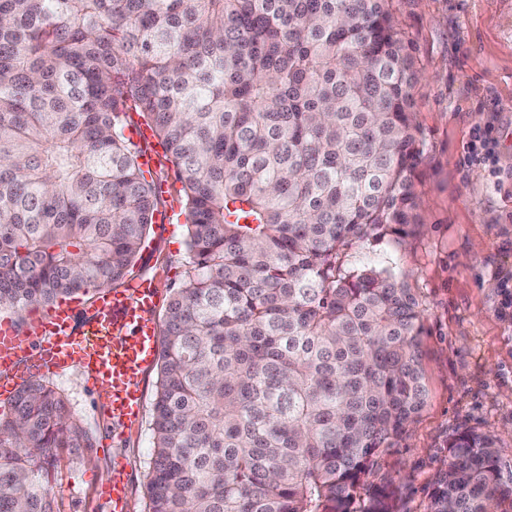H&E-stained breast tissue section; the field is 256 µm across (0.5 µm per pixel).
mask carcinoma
I'll use <instances>...</instances> for the list:
<instances>
[{"label":"carcinoma","mask_w":512,"mask_h":512,"mask_svg":"<svg viewBox=\"0 0 512 512\" xmlns=\"http://www.w3.org/2000/svg\"><path fill=\"white\" fill-rule=\"evenodd\" d=\"M411 45L389 0H0V308L124 279L177 168L188 279L163 317L149 512H397L360 499L422 411L423 310L345 265L419 224ZM40 379L0 412V512H51L89 448ZM428 512H512L491 433L448 440Z\"/></svg>","instance_id":"1"}]
</instances>
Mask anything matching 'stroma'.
I'll return each mask as SVG.
<instances>
[{
  "label": "stroma",
  "mask_w": 512,
  "mask_h": 512,
  "mask_svg": "<svg viewBox=\"0 0 512 512\" xmlns=\"http://www.w3.org/2000/svg\"><path fill=\"white\" fill-rule=\"evenodd\" d=\"M392 12L419 74L412 96L423 142L415 178L420 223L404 243L358 245L346 261L394 269L419 299L428 398L376 458L360 494L392 485L400 512H427L452 434L494 433L503 469L512 470V308L504 305L512 287V179L495 184L467 149L476 126H493L499 162L512 170V0H392ZM142 147L156 155L153 177L167 219L150 228L129 277L153 281L159 319L186 280L188 232L172 162L156 139ZM157 379V369L144 374L142 418L128 429L109 423L78 370L50 377L91 436L90 447L58 450L52 512H112L99 487L118 466L127 512H148Z\"/></svg>",
  "instance_id": "1"
}]
</instances>
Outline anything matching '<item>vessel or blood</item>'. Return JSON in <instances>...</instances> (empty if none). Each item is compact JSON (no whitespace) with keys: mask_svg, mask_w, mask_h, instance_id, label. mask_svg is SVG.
<instances>
[{"mask_svg":"<svg viewBox=\"0 0 512 512\" xmlns=\"http://www.w3.org/2000/svg\"><path fill=\"white\" fill-rule=\"evenodd\" d=\"M152 283L138 281L102 295L83 328L61 304L39 318L28 333L0 324V394L12 392L33 373L55 374L79 365L113 424L129 426L142 416L140 384L159 353L160 326L151 314Z\"/></svg>","mask_w":512,"mask_h":512,"instance_id":"vessel-or-blood-1","label":"vessel or blood"}]
</instances>
